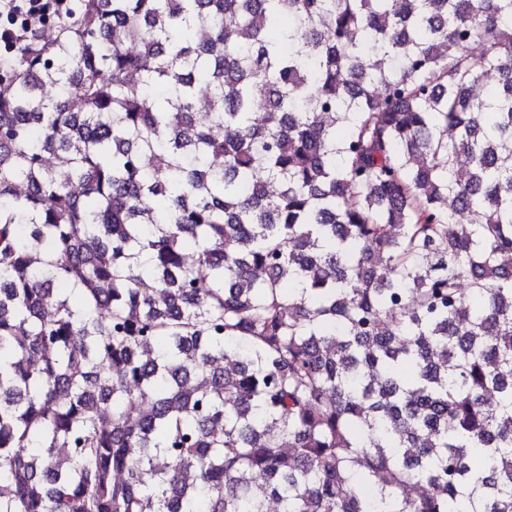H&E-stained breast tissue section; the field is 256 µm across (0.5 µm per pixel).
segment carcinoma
Returning a JSON list of instances; mask_svg holds the SVG:
<instances>
[{
  "label": "carcinoma",
  "instance_id": "carcinoma-1",
  "mask_svg": "<svg viewBox=\"0 0 512 512\" xmlns=\"http://www.w3.org/2000/svg\"><path fill=\"white\" fill-rule=\"evenodd\" d=\"M53 14L0 64V512H512V0Z\"/></svg>",
  "mask_w": 512,
  "mask_h": 512
}]
</instances>
